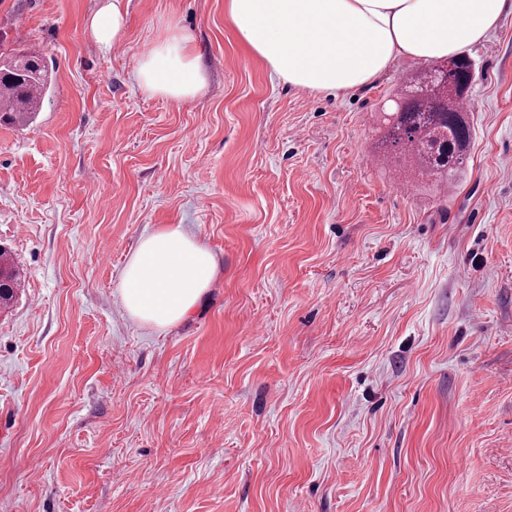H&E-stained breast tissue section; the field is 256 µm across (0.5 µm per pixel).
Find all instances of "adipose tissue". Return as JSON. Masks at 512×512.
<instances>
[{"label":"adipose tissue","instance_id":"adipose-tissue-1","mask_svg":"<svg viewBox=\"0 0 512 512\" xmlns=\"http://www.w3.org/2000/svg\"><path fill=\"white\" fill-rule=\"evenodd\" d=\"M227 12L279 81L340 95L373 85L396 61L462 54L512 12V0H227ZM127 16V0H103L87 28L107 47L123 37ZM135 77L144 92L175 102L205 87L192 37L174 26L142 55ZM216 268L181 225H169L143 237L128 260L122 305L141 323L171 327L192 315Z\"/></svg>","mask_w":512,"mask_h":512}]
</instances>
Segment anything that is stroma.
<instances>
[{"instance_id":"1","label":"stroma","mask_w":512,"mask_h":512,"mask_svg":"<svg viewBox=\"0 0 512 512\" xmlns=\"http://www.w3.org/2000/svg\"><path fill=\"white\" fill-rule=\"evenodd\" d=\"M225 0H0V55L50 89L0 126V512H512V14L468 49L469 165L453 191L375 161L371 88L270 76ZM207 75L144 93L168 23ZM181 224L222 267L157 329L120 300L140 239ZM101 6L87 19V28L95 41L109 47L123 37L129 0H102ZM22 287L21 273L8 254L0 250V306L8 307Z\"/></svg>"}]
</instances>
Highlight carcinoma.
<instances>
[{
    "label": "carcinoma",
    "mask_w": 512,
    "mask_h": 512,
    "mask_svg": "<svg viewBox=\"0 0 512 512\" xmlns=\"http://www.w3.org/2000/svg\"><path fill=\"white\" fill-rule=\"evenodd\" d=\"M26 58L23 68L16 59L0 64V123L25 126L46 94L45 59L35 50ZM474 71L475 62L460 55L449 69L433 60L410 78L393 99L392 111L383 115V160H405L412 176H431L443 188L454 185V173L463 169L472 140L460 103ZM21 287L20 271L0 250V306H9Z\"/></svg>",
    "instance_id": "carcinoma-1"
}]
</instances>
